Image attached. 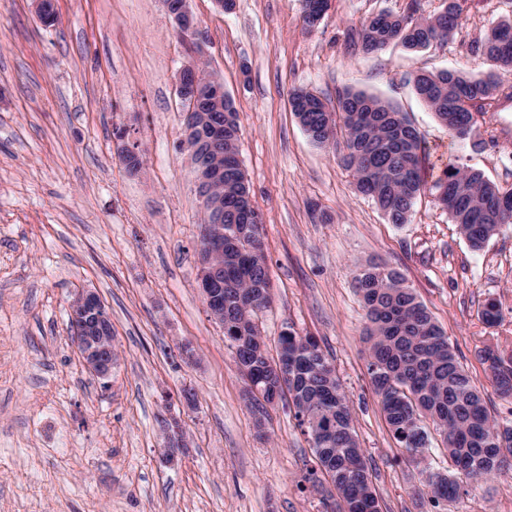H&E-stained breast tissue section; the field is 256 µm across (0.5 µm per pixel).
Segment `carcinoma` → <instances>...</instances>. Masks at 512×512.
Wrapping results in <instances>:
<instances>
[{
	"mask_svg": "<svg viewBox=\"0 0 512 512\" xmlns=\"http://www.w3.org/2000/svg\"><path fill=\"white\" fill-rule=\"evenodd\" d=\"M329 9L327 0H302L304 27L314 28ZM459 0H448L438 13H423L422 0H407L403 11L381 10L349 34L355 51L374 53L391 44L421 52L446 44L458 29ZM472 49L492 61L496 70L473 76L461 70L410 74L416 95L459 141L480 147L499 137L486 129V116L512 101V20L493 26ZM294 113L318 145L337 144L344 130L342 163L358 192L371 197L392 224L408 221L417 200L427 191L448 212L474 250L483 249L502 225L512 224V187L485 179L482 173L450 164L433 183L423 174L420 135L392 103L346 90L331 108L316 94L296 89L290 95ZM224 340L236 351L241 376L258 383L269 397L287 387L295 418L308 435L317 467L306 480L314 487L328 482L335 508L323 512H383L373 470L353 424V414L332 361L311 336L292 328L280 333L277 357L240 348L237 337L261 335L258 311L267 307L270 274L262 247V225L249 204V186L241 170L240 126L233 102H224ZM367 325L363 334L367 373L393 437L412 460L429 442L423 420L432 421L448 451L450 467L424 473L436 512H449L469 489L512 464V425L491 416L485 401L458 361L448 336L418 300L399 272L370 263L354 277ZM483 321L502 319L499 304L488 301ZM288 359V379L280 382L270 364ZM499 394L512 397V355L495 349L479 352Z\"/></svg>",
	"mask_w": 512,
	"mask_h": 512,
	"instance_id": "1",
	"label": "carcinoma"
}]
</instances>
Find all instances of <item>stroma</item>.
Masks as SVG:
<instances>
[{"label": "stroma", "mask_w": 512, "mask_h": 512, "mask_svg": "<svg viewBox=\"0 0 512 512\" xmlns=\"http://www.w3.org/2000/svg\"><path fill=\"white\" fill-rule=\"evenodd\" d=\"M406 0H332L305 29L301 0H190L207 70L221 79L241 125L240 160L263 218L270 304L268 351L285 326L316 337L354 413L384 512H430L418 469H445L440 439L420 463L406 454L372 391L354 288L375 261L400 272L446 332L499 421L497 392L478 353L512 350V225L472 249L425 194L407 223H389L359 194L334 146L314 143L290 110L305 88L335 104L338 91L378 96L406 113L441 174L453 163L512 185V155L452 138L414 94L408 73L491 69L472 44L512 18V0H462L461 25L441 47L365 54L347 34ZM45 25L33 0H0V512H321L302 477L314 461L287 401L264 433L221 325L198 288L204 218L175 78L191 57L160 0H55ZM145 165L129 175L115 128ZM97 291L112 316L117 360L109 384L84 367L68 303ZM503 317L488 326L487 301ZM189 342L197 361L185 363ZM192 388L196 405L178 396ZM180 419L188 446L163 460V421ZM454 512H512V470L481 481Z\"/></svg>", "instance_id": "obj_1"}]
</instances>
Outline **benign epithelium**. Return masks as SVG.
Instances as JSON below:
<instances>
[{
	"mask_svg": "<svg viewBox=\"0 0 512 512\" xmlns=\"http://www.w3.org/2000/svg\"><path fill=\"white\" fill-rule=\"evenodd\" d=\"M167 13L173 18L178 29L194 39L202 37L200 25L190 10L188 0H161ZM176 92L185 109V134L182 148L190 156L197 185L202 192V200L211 215V227L221 230L224 223V195H212L213 187L221 183L223 169L201 167L195 146L198 131L208 122L206 110L224 100V85L204 77L194 67L186 65L177 73ZM117 151L122 153L125 162L139 158L141 151L135 144L125 141L126 130L115 129ZM208 151L216 157L224 153V128L214 126L206 139ZM199 256L200 288L210 316L219 324H224V292L221 283L224 271V240L212 242L206 238L197 244ZM73 323L74 341L79 349L85 369L101 381H108L114 366L112 350V320L100 296L90 290L74 294L69 305ZM164 433L168 448L167 460L172 462L179 449L186 446V435L178 420L165 422Z\"/></svg>",
	"mask_w": 512,
	"mask_h": 512,
	"instance_id": "7a95c632",
	"label": "benign epithelium"
}]
</instances>
